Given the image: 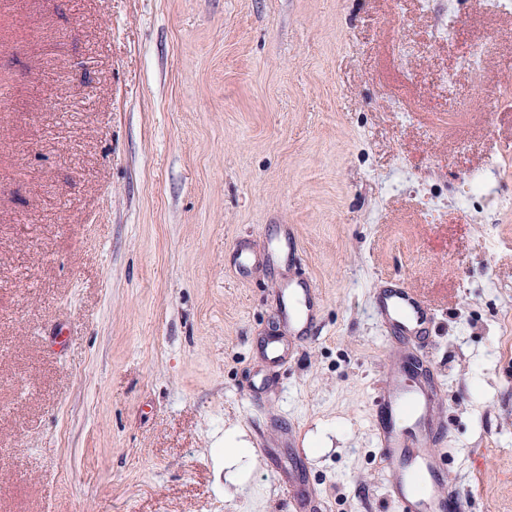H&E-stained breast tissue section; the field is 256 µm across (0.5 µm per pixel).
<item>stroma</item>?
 Instances as JSON below:
<instances>
[{
	"instance_id": "1",
	"label": "stroma",
	"mask_w": 512,
	"mask_h": 512,
	"mask_svg": "<svg viewBox=\"0 0 512 512\" xmlns=\"http://www.w3.org/2000/svg\"><path fill=\"white\" fill-rule=\"evenodd\" d=\"M466 13L434 48L418 0H0V512H298L262 448L305 452L307 512H396L394 278L433 313L449 484L512 512V214L459 203L477 171L512 196V111L471 103L512 78V18ZM291 279L317 317L271 364ZM230 428L256 456L228 495Z\"/></svg>"
}]
</instances>
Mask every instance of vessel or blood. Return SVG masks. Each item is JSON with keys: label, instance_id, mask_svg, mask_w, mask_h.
Segmentation results:
<instances>
[{"label": "vessel or blood", "instance_id": "1", "mask_svg": "<svg viewBox=\"0 0 512 512\" xmlns=\"http://www.w3.org/2000/svg\"><path fill=\"white\" fill-rule=\"evenodd\" d=\"M313 293L310 287L292 288L282 298L281 319L290 329L313 323ZM374 311L390 337L421 341L428 334L430 309L410 288L381 290L374 298ZM386 378L373 399L372 415L388 497L398 512H464L435 451L446 427L431 415L437 399L433 381L416 357L390 360Z\"/></svg>", "mask_w": 512, "mask_h": 512}]
</instances>
